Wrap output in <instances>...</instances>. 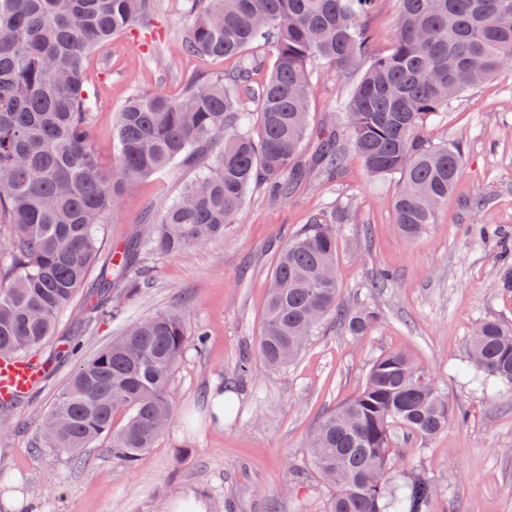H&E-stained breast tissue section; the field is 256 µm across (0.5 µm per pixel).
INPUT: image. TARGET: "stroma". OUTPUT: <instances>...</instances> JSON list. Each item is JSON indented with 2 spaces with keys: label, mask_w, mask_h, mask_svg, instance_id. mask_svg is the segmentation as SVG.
I'll use <instances>...</instances> for the list:
<instances>
[{
  "label": "stroma",
  "mask_w": 512,
  "mask_h": 512,
  "mask_svg": "<svg viewBox=\"0 0 512 512\" xmlns=\"http://www.w3.org/2000/svg\"><path fill=\"white\" fill-rule=\"evenodd\" d=\"M189 24L185 0H158L151 28L133 23L87 62L86 85L94 117L91 149L105 161L115 151L112 130L126 99L140 92L175 97L189 85L237 66L184 52ZM310 134L338 129L339 100L354 78L314 66ZM433 145L461 142L465 168L435 224L412 241L395 222L398 183L369 174L348 152L342 176L323 183L306 176L277 201L251 190L223 237L180 255L143 252L148 275L139 294L117 312L90 314L84 295L58 318L57 335L79 340V354L57 358L54 369L0 430V482L18 477L38 512H168L174 498H208L210 512H325L335 492L315 468L309 433L336 406L362 388L373 361L395 350L410 354L448 396L455 415L445 431L421 441L396 433L404 468L432 479L436 512H512V388L482 393L455 371L473 327L486 319L512 325V291L500 280V255L512 248V72L490 78L453 100L431 125ZM172 168L125 193L100 229V264L114 249L146 239L144 217L160 209L191 179ZM341 209L337 227L338 304L376 307L380 321L351 337L327 316L303 354L269 369L254 351L275 261L288 238L316 213ZM493 229L480 237L478 226ZM391 274L377 287L381 274ZM169 310L186 314L189 331L204 330L203 346L188 343L168 393L173 416L153 448L133 464L113 457L110 438L84 449L79 463L38 451V426L82 359L137 319ZM252 352L249 372L239 370ZM236 397L223 426L203 415L215 385Z\"/></svg>",
  "instance_id": "stroma-1"
}]
</instances>
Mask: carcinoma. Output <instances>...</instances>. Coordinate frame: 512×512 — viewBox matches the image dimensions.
Instances as JSON below:
<instances>
[{
	"label": "carcinoma",
	"mask_w": 512,
	"mask_h": 512,
	"mask_svg": "<svg viewBox=\"0 0 512 512\" xmlns=\"http://www.w3.org/2000/svg\"><path fill=\"white\" fill-rule=\"evenodd\" d=\"M157 0H0V216L9 225L0 252V355L38 349L84 285L100 248V228L139 181L176 165L194 177L148 216L151 250L180 254L224 236L248 192L274 198L308 172L332 180L343 165L333 134L303 152L313 87L325 61L358 71L340 100L352 147L374 177L398 179L394 223L410 240L435 223L464 167L460 143L433 146L428 125L448 103L495 74L512 70V0H397L390 48L378 49L364 25L383 0H188L187 53L236 57L232 72L211 77L178 98L136 93L114 129L112 164L88 143L93 112L84 90L89 53L133 22L148 24ZM272 47L265 64L254 54ZM340 213L313 216L280 252L265 304L258 356L269 367L294 361L330 313L352 336L379 322L370 306L337 304ZM138 248L103 268L96 314L112 304ZM189 333L183 314L159 312L132 323L82 361L42 424L46 450L75 458L102 436L132 463L166 429L170 374ZM457 372L482 387L512 384V329L480 322ZM126 414L124 425L112 419ZM452 409L434 378L404 352L371 365L361 391L311 433L313 462L336 493L326 512H434L439 490L417 473L395 474L393 434L421 440L448 427Z\"/></svg>",
	"instance_id": "1"
}]
</instances>
